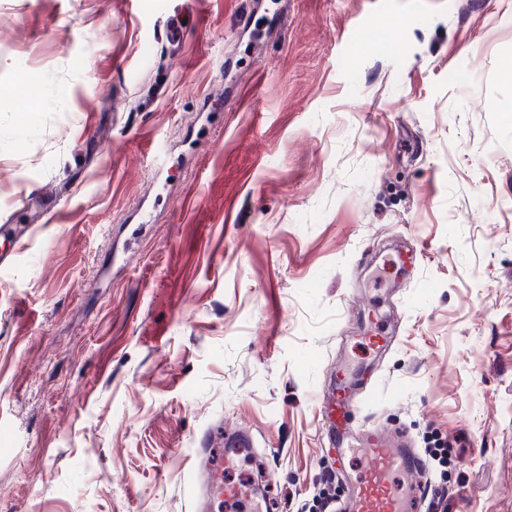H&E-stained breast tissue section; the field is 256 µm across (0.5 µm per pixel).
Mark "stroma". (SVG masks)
Wrapping results in <instances>:
<instances>
[{
	"instance_id": "stroma-1",
	"label": "stroma",
	"mask_w": 512,
	"mask_h": 512,
	"mask_svg": "<svg viewBox=\"0 0 512 512\" xmlns=\"http://www.w3.org/2000/svg\"><path fill=\"white\" fill-rule=\"evenodd\" d=\"M510 105L512 0H0V512H192L230 425L249 512H318L340 364L512 512ZM190 25V14L182 11H174L166 19V36L175 46L179 47L188 26ZM203 445L207 446V448H201L194 457V471L196 475L202 479L206 478L207 490L210 493L216 488L224 498L233 499L238 495V491L233 488H225L220 483L221 467L224 471V450L222 448V453H219L218 450L213 453V448L210 447L224 446L226 451L232 456L246 455L248 459H251L247 448H253L254 444L242 429L233 431H224L223 429L220 431L219 436L214 437L210 441L204 439Z\"/></svg>"
}]
</instances>
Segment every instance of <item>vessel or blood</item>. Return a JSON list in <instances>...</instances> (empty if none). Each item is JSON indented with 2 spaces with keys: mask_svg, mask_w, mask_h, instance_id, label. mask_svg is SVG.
Wrapping results in <instances>:
<instances>
[{
  "mask_svg": "<svg viewBox=\"0 0 512 512\" xmlns=\"http://www.w3.org/2000/svg\"><path fill=\"white\" fill-rule=\"evenodd\" d=\"M190 17L182 11L169 14L166 36L173 44H181ZM322 425L335 431L351 421L353 403L345 378H338L336 386L319 402ZM360 452L365 466L357 475L350 497L340 505L339 512H420L426 498L425 486L417 481L425 464L399 433L372 429L364 434ZM250 438L243 430L220 431L194 457V471L205 479L208 488L218 489L220 495L231 499L235 489L220 486L224 465L223 448L251 447Z\"/></svg>",
  "mask_w": 512,
  "mask_h": 512,
  "instance_id": "1",
  "label": "vessel or blood"
}]
</instances>
